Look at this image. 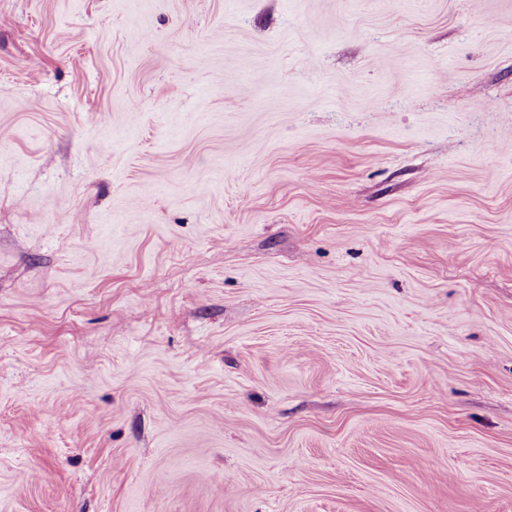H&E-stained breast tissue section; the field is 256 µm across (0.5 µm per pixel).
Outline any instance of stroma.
<instances>
[{
    "mask_svg": "<svg viewBox=\"0 0 512 512\" xmlns=\"http://www.w3.org/2000/svg\"><path fill=\"white\" fill-rule=\"evenodd\" d=\"M0 512H512V0H0Z\"/></svg>",
    "mask_w": 512,
    "mask_h": 512,
    "instance_id": "1",
    "label": "stroma"
}]
</instances>
